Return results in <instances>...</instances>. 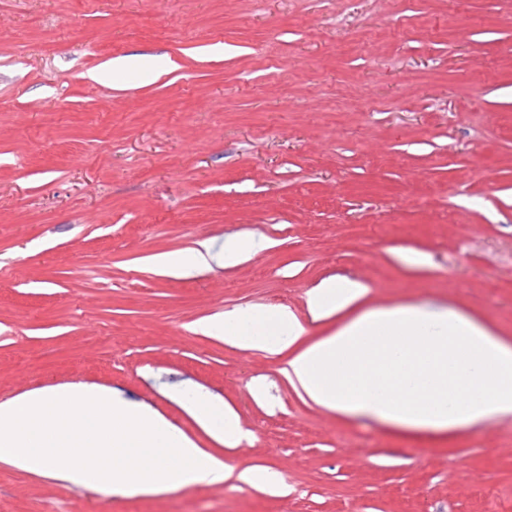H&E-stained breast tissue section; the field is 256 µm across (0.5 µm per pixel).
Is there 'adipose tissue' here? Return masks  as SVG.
Listing matches in <instances>:
<instances>
[{
  "instance_id": "1",
  "label": "adipose tissue",
  "mask_w": 512,
  "mask_h": 512,
  "mask_svg": "<svg viewBox=\"0 0 512 512\" xmlns=\"http://www.w3.org/2000/svg\"><path fill=\"white\" fill-rule=\"evenodd\" d=\"M365 289L331 278L308 301L320 321L356 305ZM202 333L248 350L289 353L288 379L316 405L413 430L454 431L512 415V344L455 311L372 308L332 335L301 345L305 327L288 310L210 318ZM189 411L225 444L241 441L237 414L198 396Z\"/></svg>"
}]
</instances>
